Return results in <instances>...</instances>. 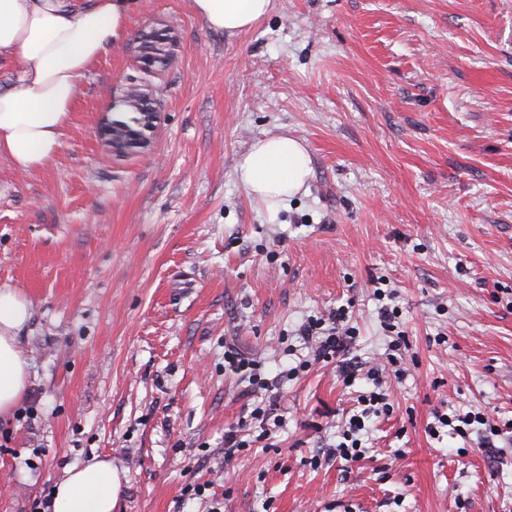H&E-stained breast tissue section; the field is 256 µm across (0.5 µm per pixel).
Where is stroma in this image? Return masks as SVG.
<instances>
[{
	"mask_svg": "<svg viewBox=\"0 0 512 512\" xmlns=\"http://www.w3.org/2000/svg\"><path fill=\"white\" fill-rule=\"evenodd\" d=\"M167 29L146 156L97 136ZM302 140L312 173L269 220L238 164L258 139ZM409 343L366 457H331L366 380L307 359L310 318L351 304L350 357L384 363L378 277ZM32 315L28 392L0 418V512H38L69 467L123 470L115 512H512V0H272L252 29L208 30L191 0H138L85 79L54 158L0 156V284ZM256 360L282 417L224 460L258 402L224 353ZM484 412L507 430L441 428ZM205 492L189 496L185 487ZM138 41L139 43L135 46V48L138 49L135 55L137 62L153 60L155 69H163L166 71L170 62L167 54L162 50V45L163 43H167L168 39L161 43L147 32L141 33L138 37ZM433 417L435 422L428 424V432L430 435H436L438 431V427H451V429L459 435L463 437L467 434L468 430H470V426L473 424H478L485 426V431H489L492 436H499L500 432H502L499 428H497L493 423H491L490 418L486 417V415L482 412H468L465 414H455L453 416H449L445 413H440L439 411L433 412ZM454 422H458L460 424L454 425Z\"/></svg>",
	"mask_w": 512,
	"mask_h": 512,
	"instance_id": "1",
	"label": "stroma"
}]
</instances>
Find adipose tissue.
<instances>
[{"instance_id":"adipose-tissue-1","label":"adipose tissue","mask_w":512,"mask_h":512,"mask_svg":"<svg viewBox=\"0 0 512 512\" xmlns=\"http://www.w3.org/2000/svg\"><path fill=\"white\" fill-rule=\"evenodd\" d=\"M137 0H0V50L13 77L0 89V156L21 171L44 167L61 146L94 62L119 43ZM272 0H192L209 30L235 35L265 17ZM249 196L276 216L311 173L307 146L285 134L254 142L239 164ZM31 307L16 288L0 285V415L11 413L28 387L29 361L19 342ZM122 472L95 459L68 469L52 512H114Z\"/></svg>"}]
</instances>
